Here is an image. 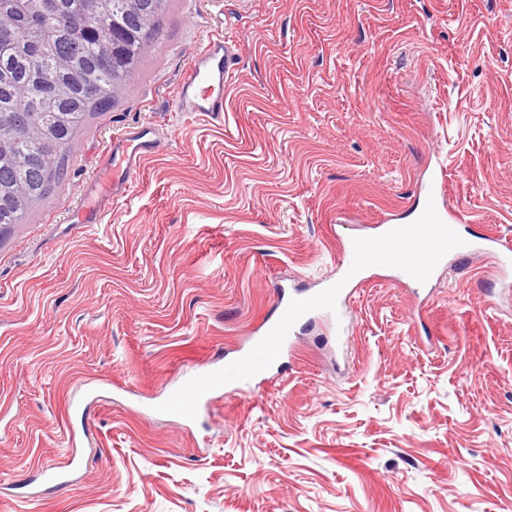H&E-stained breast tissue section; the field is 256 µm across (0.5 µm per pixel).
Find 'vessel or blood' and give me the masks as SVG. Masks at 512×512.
<instances>
[{
    "label": "vessel or blood",
    "mask_w": 512,
    "mask_h": 512,
    "mask_svg": "<svg viewBox=\"0 0 512 512\" xmlns=\"http://www.w3.org/2000/svg\"><path fill=\"white\" fill-rule=\"evenodd\" d=\"M235 65L234 44L220 35L210 37L176 86L178 111L220 118L224 113V84ZM129 140L131 151L107 156L103 162L101 175L85 202L86 215L99 213L104 201L120 193L156 146L148 127L135 129ZM444 191V174H433L426 185L427 202L418 223L383 225L343 245L337 283L295 297L276 290L277 318L250 336L238 355L225 361L223 371H207L189 380L160 401L157 411L190 419L207 407L214 395L237 397L260 387L273 367L291 358L298 325L317 313L344 324L349 317L347 302L359 283V273L375 264L388 265L398 281L424 286L433 281L437 269L448 259L463 260L480 254L491 260L499 277L511 276L512 243L495 236L463 234L459 214L443 211L436 204Z\"/></svg>",
    "instance_id": "1"
}]
</instances>
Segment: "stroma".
Segmentation results:
<instances>
[{"label": "stroma", "instance_id": "35a3bbf8", "mask_svg": "<svg viewBox=\"0 0 512 512\" xmlns=\"http://www.w3.org/2000/svg\"><path fill=\"white\" fill-rule=\"evenodd\" d=\"M235 41L224 117L177 112L183 70ZM157 147L92 224L102 158ZM447 171L466 224L512 241V0H170L66 175L0 239V512H505L512 293L486 258L431 294L371 268L349 340L315 320L289 366L191 420L152 404L314 292L340 243L414 223ZM46 465L58 487L29 485Z\"/></svg>", "mask_w": 512, "mask_h": 512}]
</instances>
